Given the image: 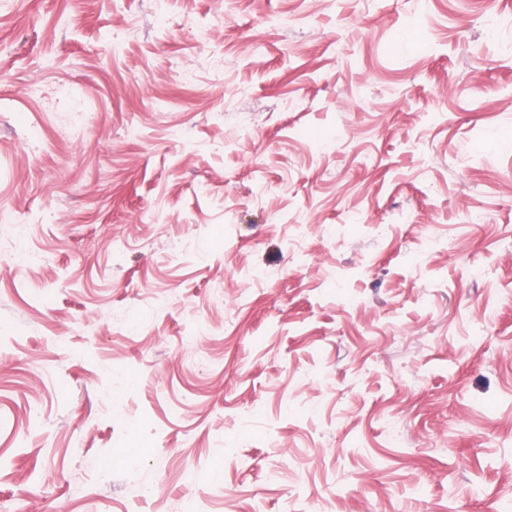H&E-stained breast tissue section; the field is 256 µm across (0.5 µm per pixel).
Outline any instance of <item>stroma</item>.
I'll list each match as a JSON object with an SVG mask.
<instances>
[{"label":"stroma","mask_w":512,"mask_h":512,"mask_svg":"<svg viewBox=\"0 0 512 512\" xmlns=\"http://www.w3.org/2000/svg\"><path fill=\"white\" fill-rule=\"evenodd\" d=\"M0 512H512V0H0Z\"/></svg>","instance_id":"1"}]
</instances>
